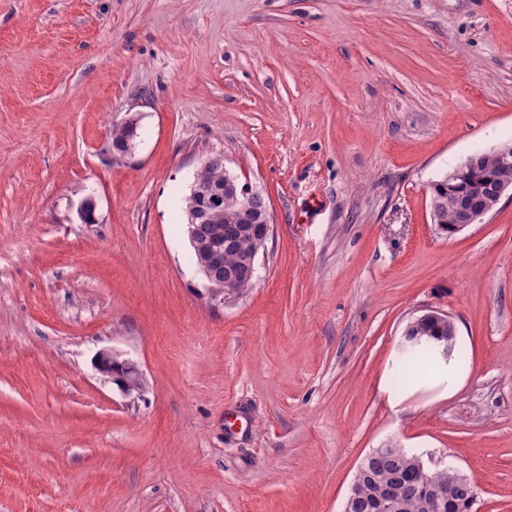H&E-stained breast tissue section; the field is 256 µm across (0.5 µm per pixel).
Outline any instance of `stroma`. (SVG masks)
<instances>
[{"label":"stroma","mask_w":512,"mask_h":512,"mask_svg":"<svg viewBox=\"0 0 512 512\" xmlns=\"http://www.w3.org/2000/svg\"><path fill=\"white\" fill-rule=\"evenodd\" d=\"M510 140L512 0H0V512H343L388 446L512 512V198L430 205ZM213 155L273 217L227 300L181 226ZM429 310L468 361L396 386ZM482 166H488L494 161V155L488 153H479L472 157ZM465 166L456 168L453 172L447 173L432 184L431 208L432 220L434 224H440L441 229L446 228L448 224V235L453 236L465 228L478 224L486 217L501 198L510 191L512 196V166L503 173V176L509 181H503L495 168L487 167L484 175L481 177V188L474 194L466 197H458L459 205L453 209L455 197L448 196V193H455V181L461 170ZM448 185V192L445 193V186ZM452 213L448 217V213ZM97 369L110 378L124 393L133 392V388L141 381V373L136 364L112 350L104 349L96 353Z\"/></svg>","instance_id":"1"}]
</instances>
